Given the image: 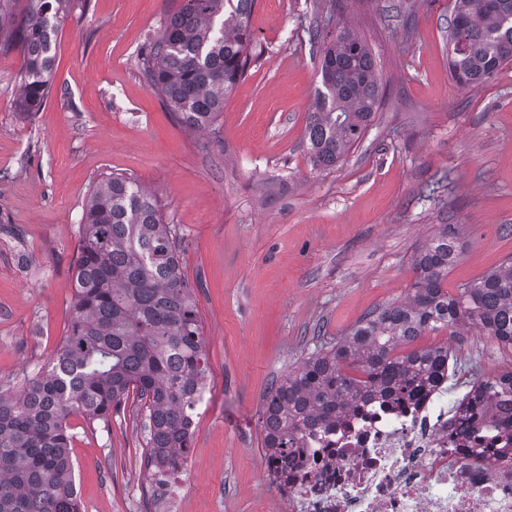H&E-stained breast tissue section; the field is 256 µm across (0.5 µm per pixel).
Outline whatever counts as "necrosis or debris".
I'll return each mask as SVG.
<instances>
[{"mask_svg":"<svg viewBox=\"0 0 512 512\" xmlns=\"http://www.w3.org/2000/svg\"><path fill=\"white\" fill-rule=\"evenodd\" d=\"M460 426L442 382L402 407L355 403L266 457L273 512H512V441Z\"/></svg>","mask_w":512,"mask_h":512,"instance_id":"obj_1","label":"necrosis or debris"}]
</instances>
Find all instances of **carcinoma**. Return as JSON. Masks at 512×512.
I'll return each mask as SVG.
<instances>
[{"instance_id":"cac0c4a2","label":"carcinoma","mask_w":512,"mask_h":512,"mask_svg":"<svg viewBox=\"0 0 512 512\" xmlns=\"http://www.w3.org/2000/svg\"><path fill=\"white\" fill-rule=\"evenodd\" d=\"M0 0V52L19 51L15 109L30 116L52 89L41 52L46 26L87 0ZM255 0H182L137 57L147 85L187 129L218 130L224 100L248 72ZM336 0L318 6L307 32L320 45L321 84L308 113L313 164L333 168L374 121L382 83L368 44L331 25ZM450 70L481 83L512 62V0H455ZM448 231L414 257L411 296L375 310L336 344L308 357L266 399L263 443L270 455L303 430L332 420L358 399L401 404L434 382L448 362L435 346L393 352L414 336L470 326L512 349V262L476 281L444 288L457 260ZM67 336L49 365L20 389L0 392V512H79L67 419L109 420L129 392L143 402L149 460L180 470L189 454L195 395L207 382L205 339L193 290L183 279L176 233L136 180L112 174L89 197L74 271Z\"/></svg>"}]
</instances>
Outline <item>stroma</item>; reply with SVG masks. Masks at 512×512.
<instances>
[{
    "label": "stroma",
    "mask_w": 512,
    "mask_h": 512,
    "mask_svg": "<svg viewBox=\"0 0 512 512\" xmlns=\"http://www.w3.org/2000/svg\"><path fill=\"white\" fill-rule=\"evenodd\" d=\"M372 49L382 101L360 143L313 165L305 124L320 56L316 0H256L263 58L193 132L141 80L137 56L181 0H88L64 19L51 94L17 114L19 51L0 54V389L46 367L68 331L85 204L109 174L136 179L174 226L206 341L210 400L195 418L178 512H261L262 408L272 388L369 312L403 299L413 258L442 230L448 288L512 260V65L479 85L451 76L454 0H336ZM449 345L494 376L512 351L475 331ZM144 415L68 419L81 512H154Z\"/></svg>",
    "instance_id": "1"
}]
</instances>
